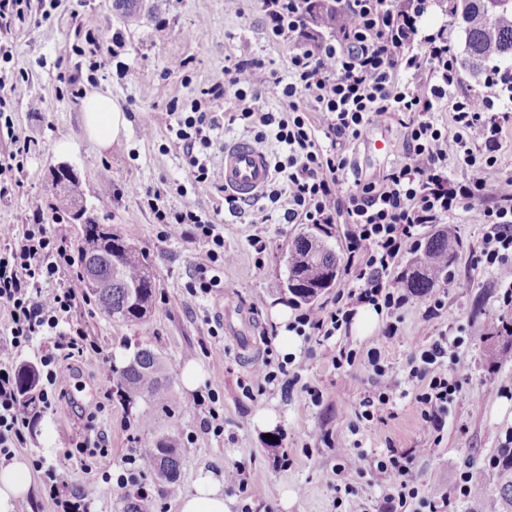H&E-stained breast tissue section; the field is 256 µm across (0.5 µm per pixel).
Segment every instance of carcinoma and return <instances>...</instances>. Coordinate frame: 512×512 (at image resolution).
<instances>
[{"instance_id": "cac0c4a2", "label": "carcinoma", "mask_w": 512, "mask_h": 512, "mask_svg": "<svg viewBox=\"0 0 512 512\" xmlns=\"http://www.w3.org/2000/svg\"><path fill=\"white\" fill-rule=\"evenodd\" d=\"M452 17L461 18L465 33V57L462 65L472 73L481 72L491 57L505 58V48L512 45V6L487 10L483 0H452ZM455 235L441 229L431 235L422 256L417 258L407 280L414 296H427L435 286L448 279V265L453 259ZM78 261L83 285L94 297L106 317L125 323L137 322L151 312L156 292L155 276L142 254L114 234L82 232ZM340 259L318 237L302 233L288 245L285 291L292 302L312 307L324 291L334 285ZM95 279L99 287L90 286ZM120 382L128 392L143 395L157 403L171 397L170 375L166 364L151 349H138L119 370ZM38 370L31 364L17 373V390L22 407L36 408ZM147 467L170 488H178L182 457L174 434L163 435L147 443Z\"/></svg>"}]
</instances>
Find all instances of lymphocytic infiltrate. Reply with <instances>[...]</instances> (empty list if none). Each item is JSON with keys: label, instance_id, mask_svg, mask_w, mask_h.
I'll return each instance as SVG.
<instances>
[{"label": "lymphocytic infiltrate", "instance_id": "f902f5d3", "mask_svg": "<svg viewBox=\"0 0 512 512\" xmlns=\"http://www.w3.org/2000/svg\"><path fill=\"white\" fill-rule=\"evenodd\" d=\"M431 0H333L315 9L314 0H262L272 38H299L288 59L287 76L268 68L264 59L241 58L224 69L223 82L201 89L208 101L233 95L236 112L229 122L243 121L258 138H274L285 159L274 164L275 186L270 208L258 209L251 219L249 245L256 255L267 249L270 224H334L344 221L346 271L351 279L340 289L333 307L303 310L287 328L305 341L323 343L347 335L359 306L368 304L385 312L388 321L383 342L396 341L397 319L408 304L396 290L391 274L399 260L423 250L427 229L452 223L460 209L483 196L487 173L499 162L502 136L512 124V69L486 70L482 91L458 93L459 60L448 41L447 24L428 25ZM328 29L329 37L309 34V27ZM427 70L426 87L414 84ZM279 111H270V101ZM312 102L305 110L303 102ZM450 107V126L439 125L435 112ZM321 114L313 125L310 113ZM396 121L404 130V150L380 182L356 183L343 191L340 174L350 161L341 150L374 123ZM218 116L201 111L179 118L175 137L190 153V180L211 183L206 163L193 157L195 147H210V131L219 129ZM480 135L482 148L470 138ZM461 162L466 175L457 180L448 172L449 159ZM163 238L198 236L210 242L204 259L195 266L193 288L207 294L219 287L214 269L229 262L224 235L214 217L194 203L171 212L154 208ZM488 231L475 265L506 280L504 305H512V194H502L482 211ZM82 274L75 266L63 237L49 235L41 223L0 225V313L7 318L4 340L22 349L35 337L48 336L54 350L41 357L45 381L40 386L44 403L64 396L59 361L82 358L85 332L73 313L86 303ZM459 337L439 331L415 347L407 360L408 377L416 382L413 400L420 410L423 432L439 436L448 414L469 377L460 357ZM368 362L380 386L378 394L358 403L356 416L369 423H385L396 381L378 351ZM31 418L15 389L13 369L0 363V455L11 456L24 441ZM417 448L387 447L376 460L365 452L344 448L342 466L368 470L371 482L383 490V512H438L437 504L420 493L414 481ZM56 512H88L96 485L62 495L66 478L60 463H36Z\"/></svg>", "mask_w": 512, "mask_h": 512}]
</instances>
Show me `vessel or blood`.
<instances>
[{
	"label": "vessel or blood",
	"mask_w": 512,
	"mask_h": 512,
	"mask_svg": "<svg viewBox=\"0 0 512 512\" xmlns=\"http://www.w3.org/2000/svg\"><path fill=\"white\" fill-rule=\"evenodd\" d=\"M222 166L225 190L244 200L258 197L272 175L268 154L248 139L225 144Z\"/></svg>",
	"instance_id": "1"
}]
</instances>
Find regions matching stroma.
I'll return each instance as SVG.
<instances>
[{
	"mask_svg": "<svg viewBox=\"0 0 512 512\" xmlns=\"http://www.w3.org/2000/svg\"><path fill=\"white\" fill-rule=\"evenodd\" d=\"M152 2L136 0L129 8L121 0H45L42 14L0 37L12 53L11 59L0 58V96H11L14 84L24 90L11 96L14 131L0 132V156L11 150V134L32 142L23 168L14 174L18 188L0 198V225L31 223L36 209L52 201L54 168L68 164L78 176L75 193L86 217L134 245L157 283L154 308L137 323L115 322L84 306L76 309L87 348L101 350L108 362L96 368L72 364L66 397L41 407L16 456L30 463L42 457L64 462L71 487L96 484L99 494L91 512H118L124 491L116 478L124 458L143 451L148 438L173 430L180 436L182 491H191L200 470L220 474L244 463L246 490L225 492L234 501L232 512H359L360 505L379 503L380 490L368 474L340 468L339 447L356 443L370 453L384 451L390 443L420 448L416 480L426 496L443 503L442 512H471L470 499L451 494L465 470L483 483L488 496H497L500 470L488 461L512 433V361L498 354L504 329L512 326V308L503 305L501 277L474 266L471 257L487 230L481 219L484 205L512 191V127L503 134L501 161L488 172L483 198L454 219L459 228L451 265L455 281L448 286L443 316L424 322L422 299L411 298L401 311L400 337L392 344L381 343L387 316L379 314L370 333L354 327L344 337V344L358 353L353 366L335 368L330 345L315 347L308 356L298 349L294 357L303 364L300 381L282 375L265 391L245 397L241 383L277 347L275 311L288 304L282 284L289 244L309 229L342 258L344 227L268 225L267 251L257 257L248 244L250 215L269 207V199L260 196L232 211L221 191L225 143L254 136L239 124L213 133L214 144L207 151L211 186L198 188L187 180L188 161L170 131L177 113L189 111L201 89L223 82L225 65L241 54L262 58L286 74L297 42L270 38L261 0H166L158 13ZM94 41L104 50V66L96 72L86 56ZM176 60L181 68H173ZM75 84L87 93L102 92L125 113L128 128L111 147L102 148L88 137L81 101L71 94ZM33 98L40 100V111L30 110ZM384 143L390 144V152H381ZM344 153L351 166L342 184L350 189L355 181L382 177L402 155L403 135L393 122L370 125L358 140L347 143ZM149 188L163 191L162 203L169 209L191 201L222 222L224 249L233 259L218 268L221 284L208 295L196 297L188 289L208 242L194 236L160 237L142 199ZM446 326L460 329L459 354L471 370L441 438L435 440L423 432L404 367L417 343ZM145 346L170 368L171 400L159 404L135 397L125 404L104 399V391L117 388L119 369ZM376 346L382 347L398 382L392 394L395 415L385 424L359 429L354 411L363 396L376 390L366 356ZM190 363L203 374L199 393L220 398L221 434L204 430L207 406L186 403L181 375ZM480 391L484 399L473 403V394ZM260 411L276 414L271 432L254 425ZM90 414L108 436L106 450L77 445V428ZM273 438L278 441L274 447L269 444Z\"/></svg>",
	"mask_w": 512,
	"mask_h": 512,
	"instance_id": "stroma-1",
	"label": "stroma"
}]
</instances>
